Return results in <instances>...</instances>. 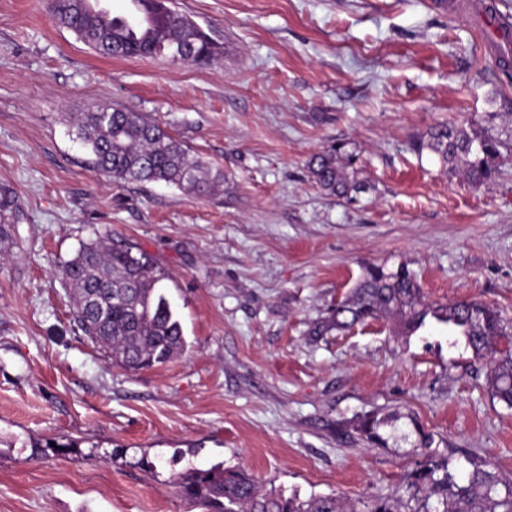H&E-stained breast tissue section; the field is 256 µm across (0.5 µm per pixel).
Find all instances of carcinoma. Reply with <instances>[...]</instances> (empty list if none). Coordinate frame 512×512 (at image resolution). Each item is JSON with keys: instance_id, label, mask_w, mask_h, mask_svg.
Here are the masks:
<instances>
[{"instance_id": "cac0c4a2", "label": "carcinoma", "mask_w": 512, "mask_h": 512, "mask_svg": "<svg viewBox=\"0 0 512 512\" xmlns=\"http://www.w3.org/2000/svg\"><path fill=\"white\" fill-rule=\"evenodd\" d=\"M90 0H54L56 23L71 30L95 53L108 57L149 56L174 63L209 61L216 47L191 18L171 14L156 0H136L152 26L141 30L121 17L86 7ZM496 23L495 43L503 70L512 69V18L485 7ZM77 133L91 155L93 167L119 183L158 182L207 194L223 178L220 172L189 155L185 145L161 125L140 112H126L100 104L78 119ZM507 142L484 132L470 133L450 123L438 124L415 143L416 151L429 150L443 168L459 173L471 186L488 187L502 174L500 160ZM319 187L346 199L362 190L350 159L331 146L310 161ZM18 211L10 189L0 187V243L16 237ZM57 275L73 290L74 316L84 335L104 349L112 363L139 371L163 364L185 351L181 321L162 282L168 272L141 249L96 239L80 245ZM368 320L394 326L397 336H411L427 321L461 336L475 358L485 361L492 397L512 408V321L480 301L436 303L426 299L405 265L394 270L365 267L350 292L327 315L313 324L308 335L345 331ZM407 419L416 439V457L399 485L386 496L363 503L362 509L334 496H311L265 489L244 470L221 465L193 469L175 482L182 496L211 512H512V474L473 454L459 457L439 450L435 434L399 411L382 416L364 414L353 429L362 441L384 446Z\"/></svg>"}]
</instances>
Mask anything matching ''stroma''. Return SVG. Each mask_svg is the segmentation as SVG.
Wrapping results in <instances>:
<instances>
[{"instance_id":"35a3bbf8","label":"stroma","mask_w":512,"mask_h":512,"mask_svg":"<svg viewBox=\"0 0 512 512\" xmlns=\"http://www.w3.org/2000/svg\"><path fill=\"white\" fill-rule=\"evenodd\" d=\"M481 0H174L220 46L205 64L105 58L51 0H0V184L21 212L0 261V512H203L173 485L216 463L284 494L359 503L414 465L354 416L395 410L512 473V409L430 323L308 334L363 269L404 264L427 298L512 318V154L476 189L413 141L454 122L512 139ZM140 112L221 172L207 195L100 175L75 114ZM356 158L322 191L311 158ZM150 254L186 351L129 372L76 322L56 276L102 235ZM339 151L340 148L331 146L315 155L310 161V172L316 184L328 194L352 199V193L362 190V183L355 178L350 158L343 159Z\"/></svg>"}]
</instances>
